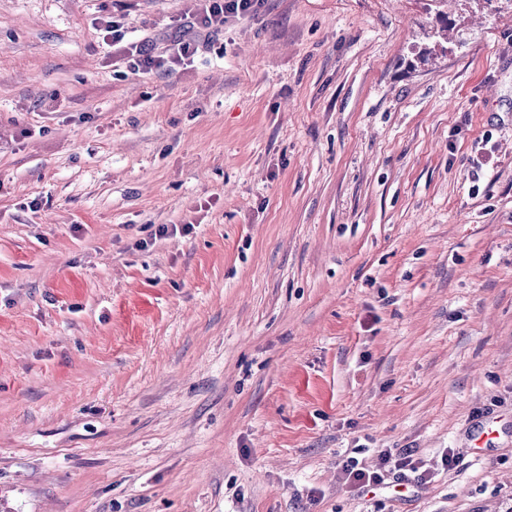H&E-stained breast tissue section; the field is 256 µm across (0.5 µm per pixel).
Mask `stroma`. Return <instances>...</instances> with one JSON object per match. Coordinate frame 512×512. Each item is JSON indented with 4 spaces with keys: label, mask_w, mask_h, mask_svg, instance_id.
Listing matches in <instances>:
<instances>
[{
    "label": "stroma",
    "mask_w": 512,
    "mask_h": 512,
    "mask_svg": "<svg viewBox=\"0 0 512 512\" xmlns=\"http://www.w3.org/2000/svg\"><path fill=\"white\" fill-rule=\"evenodd\" d=\"M189 7L0 0V512H512V0ZM192 7L186 13L190 27H197L209 32L224 29L232 18L245 17L257 12L263 0H192ZM100 27L105 33L103 40L112 44V54L119 61H123L132 74L165 67L172 70L175 67L187 66L194 61L198 52V45L194 40L180 39L170 44L166 57L154 56L145 43L129 41L118 20L106 21ZM358 465L354 460L346 461L342 465V471L348 481L360 487L379 485L383 482L384 475L381 472H371L363 467L359 468Z\"/></svg>",
    "instance_id": "1"
}]
</instances>
